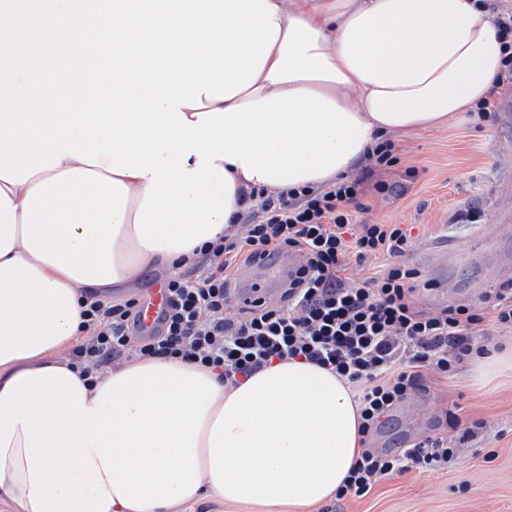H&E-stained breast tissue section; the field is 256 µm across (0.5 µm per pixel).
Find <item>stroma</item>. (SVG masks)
Returning a JSON list of instances; mask_svg holds the SVG:
<instances>
[{
  "label": "stroma",
  "mask_w": 512,
  "mask_h": 512,
  "mask_svg": "<svg viewBox=\"0 0 512 512\" xmlns=\"http://www.w3.org/2000/svg\"><path fill=\"white\" fill-rule=\"evenodd\" d=\"M399 163L379 171L378 179L401 183L398 195L368 191L359 224L412 226L416 246L409 256L421 268L434 246L454 244L448 259L449 303H475L500 282L501 261L512 260V210L500 201L512 189V125L501 116L487 120L457 113L447 125L407 134L394 133ZM417 175L406 179V168ZM428 393L417 395L419 425L408 429L394 417L374 439L389 450L405 441L443 433L456 438L445 412L460 406L461 416L481 422L477 439L461 443L456 461L435 472L411 470L387 477L362 497L329 499L316 512H512V374L480 387L470 364L454 377L429 375Z\"/></svg>",
  "instance_id": "1"
}]
</instances>
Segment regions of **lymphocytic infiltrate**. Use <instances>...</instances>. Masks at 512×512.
I'll return each mask as SVG.
<instances>
[{
    "label": "lymphocytic infiltrate",
    "instance_id": "lymphocytic-infiltrate-1",
    "mask_svg": "<svg viewBox=\"0 0 512 512\" xmlns=\"http://www.w3.org/2000/svg\"><path fill=\"white\" fill-rule=\"evenodd\" d=\"M398 161L390 140L378 142L357 174L316 189L251 191L249 205L230 230L204 244L196 259L163 278L168 310L160 326L143 333L139 299L105 303L86 293L85 338L71 351L73 366L91 374L123 355L174 358L211 368L225 383L300 359L344 378L359 407L364 448L337 498L367 494L385 477L413 469L447 468L457 454L447 438L428 436L394 450L371 447L396 407L427 392L424 375H453L480 356L470 332L485 317L512 328V281L501 283L481 305H449L428 312L416 302L420 271L407 257L416 240L397 224H356L366 186L391 195L395 185L373 180L376 169ZM299 254L296 275L276 300L232 312L239 267L261 257L276 262ZM384 255L392 262L370 277H348L349 263Z\"/></svg>",
    "mask_w": 512,
    "mask_h": 512
}]
</instances>
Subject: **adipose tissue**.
<instances>
[{"label": "adipose tissue", "mask_w": 512, "mask_h": 512, "mask_svg": "<svg viewBox=\"0 0 512 512\" xmlns=\"http://www.w3.org/2000/svg\"><path fill=\"white\" fill-rule=\"evenodd\" d=\"M280 32L258 78L228 107L293 89L367 127L354 172L383 135L430 129L490 99L502 48L475 0H270ZM62 158L0 179V502L12 512H188L205 498L257 512H313L362 445L349 384L300 360L235 386L175 359L83 378L62 350L80 338L84 293L112 300L147 265L193 250L142 246L149 181Z\"/></svg>", "instance_id": "obj_1"}]
</instances>
